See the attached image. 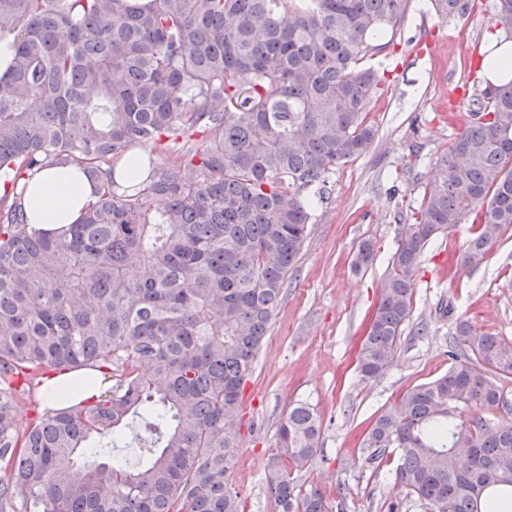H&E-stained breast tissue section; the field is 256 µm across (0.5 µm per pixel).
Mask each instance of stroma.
I'll return each mask as SVG.
<instances>
[{
  "label": "stroma",
  "instance_id": "obj_1",
  "mask_svg": "<svg viewBox=\"0 0 512 512\" xmlns=\"http://www.w3.org/2000/svg\"><path fill=\"white\" fill-rule=\"evenodd\" d=\"M483 2L470 15L442 23L429 0H410L391 46L365 59L385 80L368 107L375 140L331 175L245 383L247 428L231 477L245 512L276 510L265 463L280 419L296 403L310 404L323 423L315 463L298 474V485L319 488L335 512H387L396 494L395 462L376 471L361 465L373 420L404 392L447 372L456 318L469 320L475 334L512 341V226L472 268L459 261L470 230L465 222L423 253L412 317L392 365L373 379L357 368L400 229L417 211L435 159L471 122L473 95L485 85L479 56L496 26L492 0ZM366 238L376 244L375 259L353 271ZM421 323L428 326L423 336L416 333Z\"/></svg>",
  "mask_w": 512,
  "mask_h": 512
}]
</instances>
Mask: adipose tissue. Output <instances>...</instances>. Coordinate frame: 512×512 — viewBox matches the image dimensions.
<instances>
[{
	"instance_id": "1",
	"label": "adipose tissue",
	"mask_w": 512,
	"mask_h": 512,
	"mask_svg": "<svg viewBox=\"0 0 512 512\" xmlns=\"http://www.w3.org/2000/svg\"><path fill=\"white\" fill-rule=\"evenodd\" d=\"M15 190L24 199L30 223L58 231L79 221L96 188L76 167L48 166L25 173Z\"/></svg>"
}]
</instances>
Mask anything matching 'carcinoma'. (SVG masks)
I'll return each instance as SVG.
<instances>
[{
	"label": "carcinoma",
	"instance_id": "obj_1",
	"mask_svg": "<svg viewBox=\"0 0 512 512\" xmlns=\"http://www.w3.org/2000/svg\"><path fill=\"white\" fill-rule=\"evenodd\" d=\"M409 0H0V176L78 166L96 200L61 232L0 195V512H244L229 483L242 439L243 382L268 335L312 211L336 168L372 145L382 78L362 65L396 33ZM438 18L478 0H430ZM493 19L512 33V0ZM473 121L435 159L404 225L358 351L365 378L392 363L416 272L437 235L470 219L460 262L481 265L512 225V80L475 95ZM140 161L133 184L114 178ZM361 241L357 271L374 261ZM452 364L378 415L363 466L394 450L398 492L425 512H500L512 485V343L454 323ZM108 370L92 406L27 425L45 372ZM504 410L495 423L470 409ZM143 427L134 468L97 460V439ZM322 423L306 403L277 428L265 482L279 512H330L293 474L314 464ZM488 506L483 508L481 503Z\"/></svg>",
	"mask_w": 512,
	"mask_h": 512
}]
</instances>
